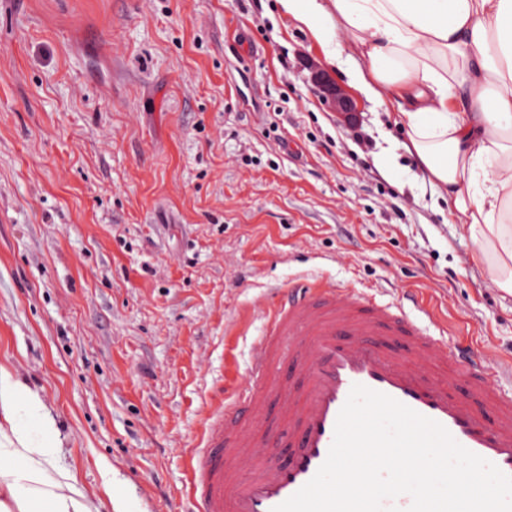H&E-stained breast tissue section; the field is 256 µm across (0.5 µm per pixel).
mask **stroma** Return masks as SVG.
I'll list each match as a JSON object with an SVG mask.
<instances>
[{
  "label": "stroma",
  "mask_w": 512,
  "mask_h": 512,
  "mask_svg": "<svg viewBox=\"0 0 512 512\" xmlns=\"http://www.w3.org/2000/svg\"><path fill=\"white\" fill-rule=\"evenodd\" d=\"M275 0H0V364L99 498L183 512L203 407L311 280L398 299L512 359V296L387 107L354 124ZM315 83L323 98L330 102L333 109L338 112L345 121L355 119L356 108L350 95L342 87L333 82L322 71L316 72Z\"/></svg>",
  "instance_id": "obj_1"
}]
</instances>
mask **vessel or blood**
<instances>
[{
  "mask_svg": "<svg viewBox=\"0 0 512 512\" xmlns=\"http://www.w3.org/2000/svg\"><path fill=\"white\" fill-rule=\"evenodd\" d=\"M332 283L276 292L255 345L248 388L206 419L189 460L186 512H273L325 462L353 385L386 394L443 425L512 476V393L493 388L496 363L428 333L405 309Z\"/></svg>",
  "mask_w": 512,
  "mask_h": 512,
  "instance_id": "obj_1",
  "label": "vessel or blood"
}]
</instances>
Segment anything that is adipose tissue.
<instances>
[{"label":"adipose tissue","instance_id":"adipose-tissue-1","mask_svg":"<svg viewBox=\"0 0 512 512\" xmlns=\"http://www.w3.org/2000/svg\"><path fill=\"white\" fill-rule=\"evenodd\" d=\"M279 3L349 85L396 101L422 181L452 202L484 278L512 296V0ZM60 450L40 392L0 365V512H99L56 466Z\"/></svg>","mask_w":512,"mask_h":512}]
</instances>
